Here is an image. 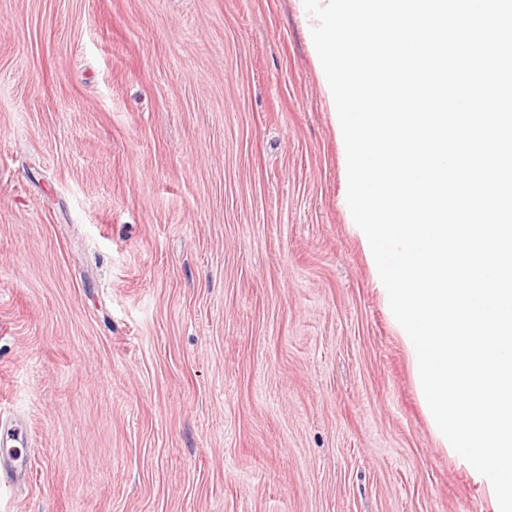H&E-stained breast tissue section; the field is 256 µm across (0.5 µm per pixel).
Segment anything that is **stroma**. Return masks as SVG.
Segmentation results:
<instances>
[{
  "instance_id": "obj_1",
  "label": "stroma",
  "mask_w": 512,
  "mask_h": 512,
  "mask_svg": "<svg viewBox=\"0 0 512 512\" xmlns=\"http://www.w3.org/2000/svg\"><path fill=\"white\" fill-rule=\"evenodd\" d=\"M296 0H0V512H492L341 204ZM28 474V458L15 450H5L0 458V483L23 480Z\"/></svg>"
}]
</instances>
